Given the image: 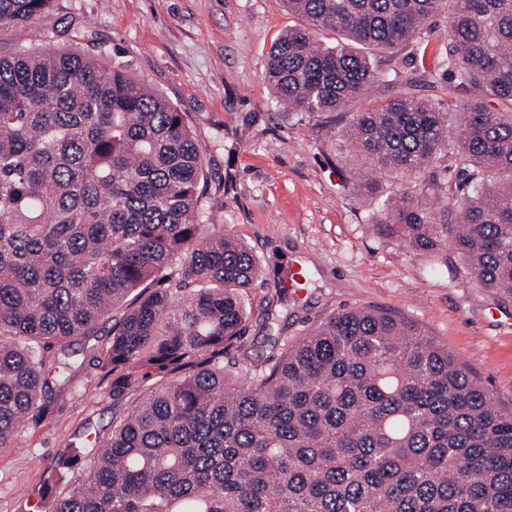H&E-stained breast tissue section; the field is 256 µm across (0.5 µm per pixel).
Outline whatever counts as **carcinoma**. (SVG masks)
Instances as JSON below:
<instances>
[{
    "label": "carcinoma",
    "instance_id": "carcinoma-1",
    "mask_svg": "<svg viewBox=\"0 0 512 512\" xmlns=\"http://www.w3.org/2000/svg\"><path fill=\"white\" fill-rule=\"evenodd\" d=\"M51 2L0 0V32ZM280 2L305 21L267 54L291 116L366 96L371 53L448 10L443 66L484 93L456 105L459 181L441 179L439 104L405 92L351 113L347 133L362 167L406 182L374 215L381 235L437 268L451 247L512 297V0ZM205 178L185 113L127 67L52 43L0 53V449L50 414L71 339L109 320L112 396L163 378L64 494L82 454L59 455L38 512H512V413L405 318L345 309L272 363L224 370L262 263L201 223Z\"/></svg>",
    "mask_w": 512,
    "mask_h": 512
}]
</instances>
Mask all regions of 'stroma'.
Returning <instances> with one entry per match:
<instances>
[{
    "label": "stroma",
    "instance_id": "35a3bbf8",
    "mask_svg": "<svg viewBox=\"0 0 512 512\" xmlns=\"http://www.w3.org/2000/svg\"><path fill=\"white\" fill-rule=\"evenodd\" d=\"M300 23L278 0H53L47 13L1 32L0 48L37 45L56 31L57 41L128 65L186 112L207 157L204 223L247 241L264 264L246 333L224 354L227 369L266 364L328 315L373 306L416 323L512 411V298L482 288L456 253L435 270L401 240L378 235L371 196L343 181L358 158L336 146L350 113L404 92L446 106L474 97L436 64L447 15L421 46L387 53L380 81L348 112L290 118L275 108L263 75L272 42ZM278 262L302 269V288L282 290ZM107 341L102 330L74 339L75 376L55 394L52 414L0 449V512H36L64 448L96 456L159 384L149 375L113 396L97 364Z\"/></svg>",
    "mask_w": 512,
    "mask_h": 512
}]
</instances>
